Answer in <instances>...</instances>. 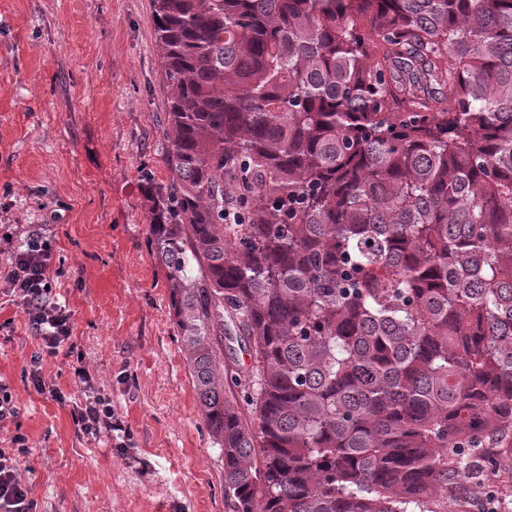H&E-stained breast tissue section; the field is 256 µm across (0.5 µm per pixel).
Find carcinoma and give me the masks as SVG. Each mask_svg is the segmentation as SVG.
Wrapping results in <instances>:
<instances>
[{
    "instance_id": "1",
    "label": "carcinoma",
    "mask_w": 512,
    "mask_h": 512,
    "mask_svg": "<svg viewBox=\"0 0 512 512\" xmlns=\"http://www.w3.org/2000/svg\"><path fill=\"white\" fill-rule=\"evenodd\" d=\"M151 2L170 176L147 245L228 512H429L496 472L512 0ZM224 362L230 371L243 372L251 368L248 345L242 338L224 336Z\"/></svg>"
}]
</instances>
